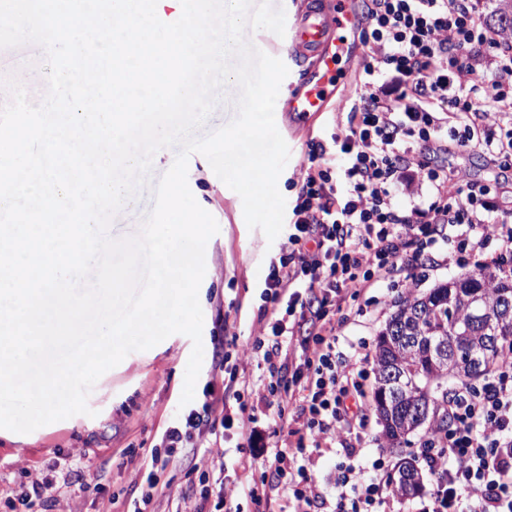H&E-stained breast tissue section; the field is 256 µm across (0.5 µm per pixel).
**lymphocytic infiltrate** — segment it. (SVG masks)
<instances>
[{
    "instance_id": "f902f5d3",
    "label": "lymphocytic infiltrate",
    "mask_w": 512,
    "mask_h": 512,
    "mask_svg": "<svg viewBox=\"0 0 512 512\" xmlns=\"http://www.w3.org/2000/svg\"><path fill=\"white\" fill-rule=\"evenodd\" d=\"M482 0H367L360 40L366 60L354 104L335 139V152L319 147L293 209L288 240L304 248L300 260H272L266 286L273 313L266 335L255 337L276 396L273 420L287 426L296 405L304 430L296 457L279 449L262 464L260 480L227 491L211 488L199 472L190 491L214 500V512H241V500L269 512L274 496L287 512H311L322 493L301 459L326 440L346 443L364 420L369 393L356 364L336 358V338L326 306L332 295L358 294L376 279L405 267L408 248L424 251L442 233L451 260L471 272L485 267L490 240L512 252V225L499 221L487 187L454 182L447 166L429 156L449 144L497 161L512 148V40L489 22ZM339 170H332L333 156ZM428 183L439 197L408 215L391 186ZM213 389L196 407L166 427L144 466L130 512H150L165 487L163 476L182 449L203 434L231 429L233 416H217ZM450 426H431L418 457L431 479L430 492L411 504L372 474L348 466L336 476L333 512H512V360H503L482 384L459 382L443 407ZM62 484L21 485L10 512L48 507L61 489L93 486L70 463Z\"/></svg>"
}]
</instances>
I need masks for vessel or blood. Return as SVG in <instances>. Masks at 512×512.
Here are the masks:
<instances>
[{
  "mask_svg": "<svg viewBox=\"0 0 512 512\" xmlns=\"http://www.w3.org/2000/svg\"><path fill=\"white\" fill-rule=\"evenodd\" d=\"M362 25L355 0H318L286 26L285 41L291 47L286 60L300 81L287 111L300 116L327 111L358 47Z\"/></svg>",
  "mask_w": 512,
  "mask_h": 512,
  "instance_id": "vessel-or-blood-1",
  "label": "vessel or blood"
}]
</instances>
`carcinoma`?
<instances>
[{"label":"carcinoma","mask_w":512,"mask_h":512,"mask_svg":"<svg viewBox=\"0 0 512 512\" xmlns=\"http://www.w3.org/2000/svg\"><path fill=\"white\" fill-rule=\"evenodd\" d=\"M476 296L485 310L495 312L504 295L512 296V272L486 269L478 273H464L440 284L428 293L407 295L395 302V311L379 332L376 342V386L372 407L382 426V434L399 452L401 440L420 427L408 417L411 405L421 402L427 406L425 420L430 421L439 407L448 401V379L476 381L484 376L501 359L506 342L512 341V318L494 326L497 345L492 356L481 366L471 361V351L480 345L485 336L484 328L473 323L472 310ZM419 336V345L404 344L397 335ZM430 338L446 341L450 352L448 362L431 359L427 342ZM397 365L403 374L399 394L385 388V373L389 366ZM408 472L419 475L410 462L398 466V476L391 483L405 497L418 489H409L399 474Z\"/></svg>","instance_id":"cac0c4a2"}]
</instances>
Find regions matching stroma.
Masks as SVG:
<instances>
[{"instance_id": "1", "label": "stroma", "mask_w": 512, "mask_h": 512, "mask_svg": "<svg viewBox=\"0 0 512 512\" xmlns=\"http://www.w3.org/2000/svg\"><path fill=\"white\" fill-rule=\"evenodd\" d=\"M47 62L44 49L33 42L0 49V83L16 77L28 95L45 96ZM354 94L335 96L329 111L307 117L282 113L277 129L290 150V158L279 176L278 188L287 206H294L310 167L314 146H332L333 138L346 121ZM176 148L165 147L154 154L148 186L128 200L115 215L108 234L122 239L137 235L153 206V186L169 169ZM188 185L198 204L217 221L219 231L206 245V273L199 288L203 311V361L196 392L214 387L224 391V374L215 367V346L228 337H237L238 373L261 386L263 373L251 359L248 348L254 337L263 335L273 316L274 306L263 296L271 259L291 252L287 233L267 240L260 229L248 228L240 196L213 172L208 160L191 155ZM446 252L426 249L409 273L418 282L417 294L459 275V268L446 262ZM404 280L394 276L374 282L360 295L341 293L333 299L330 316L338 338L340 361L353 362L359 354L375 349L378 333L384 328L401 297ZM193 350L186 335H170L145 351L129 353L117 366L105 372L87 397L89 414L44 425L28 434L0 431V512H9L8 497L20 483L54 479L50 464L56 459L81 462L84 475L98 484V491L66 492L52 503L49 512H126L138 493L144 457L158 442L162 432L181 413L179 407L185 371ZM235 430L223 440L207 435L198 448L170 468L165 489L154 504V512H201L203 504L188 489L186 472L197 466L209 471L225 486L241 485L259 477L260 468L243 467L233 448ZM345 456L340 444L330 442L313 452L310 471L315 475L326 500L336 496V467Z\"/></svg>"}]
</instances>
